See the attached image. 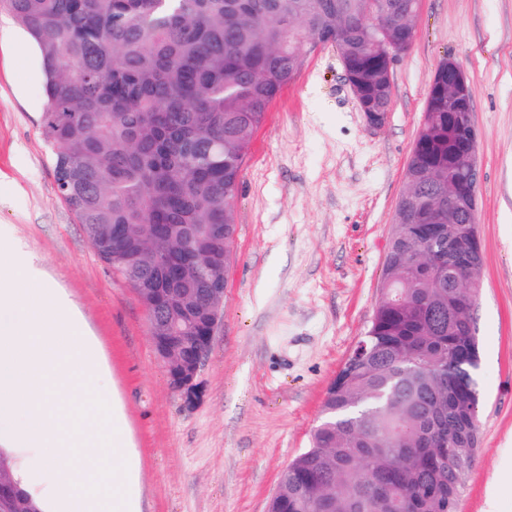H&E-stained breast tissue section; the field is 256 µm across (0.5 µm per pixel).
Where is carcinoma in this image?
Listing matches in <instances>:
<instances>
[{"label":"carcinoma","instance_id":"obj_1","mask_svg":"<svg viewBox=\"0 0 512 512\" xmlns=\"http://www.w3.org/2000/svg\"><path fill=\"white\" fill-rule=\"evenodd\" d=\"M412 0H0L33 39L45 74L43 135L57 190L102 261L120 277L145 261L181 268L194 287L195 237L213 225L211 252L235 246V200L256 131L300 63L290 44L332 43L375 108L392 88L365 45L384 14L404 39ZM436 97L411 151L383 266L381 293L360 341L323 402L310 446L281 477L271 512H457L481 446L480 388L459 367L479 354L466 289L483 254L463 250L472 213H448V184L465 171L466 141ZM10 512H40L12 479Z\"/></svg>","mask_w":512,"mask_h":512}]
</instances>
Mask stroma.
<instances>
[{
	"label": "stroma",
	"mask_w": 512,
	"mask_h": 512,
	"mask_svg": "<svg viewBox=\"0 0 512 512\" xmlns=\"http://www.w3.org/2000/svg\"><path fill=\"white\" fill-rule=\"evenodd\" d=\"M445 60L475 90L484 254L474 313L481 448L458 512H512V0H421L376 128L335 46L314 45L244 160L224 308L191 407L168 385L136 291L101 262L57 191L41 56L0 10V248L21 246L101 342L140 457V512H268L372 319L410 152Z\"/></svg>",
	"instance_id": "1"
}]
</instances>
